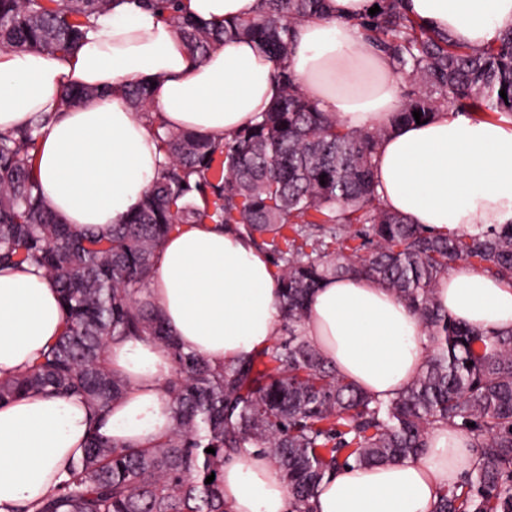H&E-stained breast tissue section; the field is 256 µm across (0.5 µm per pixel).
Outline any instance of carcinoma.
<instances>
[{"instance_id": "obj_1", "label": "carcinoma", "mask_w": 512, "mask_h": 512, "mask_svg": "<svg viewBox=\"0 0 512 512\" xmlns=\"http://www.w3.org/2000/svg\"><path fill=\"white\" fill-rule=\"evenodd\" d=\"M115 2L0 0V50L73 52ZM258 2L255 17L214 25L188 15L182 0H137L161 10L198 61L227 38L259 42L276 61L281 94L232 139L217 141L164 127L150 85H127L126 101L155 129L165 161L137 210L112 228L72 230L41 198L34 169L42 123L0 132V266L43 270L67 312L48 351L0 379V402L41 392L107 409L128 388L107 361L114 339L160 343L179 372L164 384L166 434L148 448L91 435L69 478L32 512H226L224 459L250 447L279 467L294 512H312L333 468L401 462L446 424L470 436L478 462L434 512H512V331L488 336L455 320L435 292L460 262L512 281V223L434 234L386 209L373 164L391 126L347 127L307 98L288 68L295 25L325 15L327 0ZM378 6L355 21L359 36L415 86L392 126L415 122V110L428 121L445 106L512 119V27L485 47H465L418 24L401 0ZM205 220L251 238L279 269L278 336L222 367L184 351L144 298L169 233ZM350 275L388 288L428 337L421 371L387 401L339 375L302 333L309 295Z\"/></svg>"}]
</instances>
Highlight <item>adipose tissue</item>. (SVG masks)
Listing matches in <instances>:
<instances>
[{
  "instance_id": "adipose-tissue-1",
  "label": "adipose tissue",
  "mask_w": 512,
  "mask_h": 512,
  "mask_svg": "<svg viewBox=\"0 0 512 512\" xmlns=\"http://www.w3.org/2000/svg\"><path fill=\"white\" fill-rule=\"evenodd\" d=\"M375 0H328L325 17L297 26L288 66L302 90L347 127L387 123L401 106L389 59L362 42L355 18ZM197 19L220 24L254 16L257 0H184ZM407 13L463 45L493 43L512 26V0H405ZM276 64L257 43L228 39L195 62L155 12L123 0L98 18L70 55L0 52V130L48 116L36 166L40 192L75 230L107 229L135 210L164 157L153 131L127 106L121 87L154 86L167 127L228 139L279 97ZM96 90L61 112L73 86ZM374 181L385 206L412 223L448 232L512 222V123L439 110L427 123L403 124L380 141ZM453 318L493 335L512 330V283L454 265L437 284ZM280 288L268 255L229 229L183 224L166 238L147 298L185 351L213 365L268 347L279 333ZM66 313L49 277L30 266L0 268V377L32 364L59 336ZM306 339L338 373L370 396L395 397L427 354L423 327L379 283L334 280L309 301ZM127 394L105 416L77 397L25 395L0 404V512H25L66 479L91 432L134 448L152 445L172 425L163 384L174 363L162 345L117 339L107 350ZM477 463L469 435L454 426L432 434L401 463L353 464L324 478L314 512H434L441 490ZM228 512H293L278 467L246 449L224 462Z\"/></svg>"
}]
</instances>
